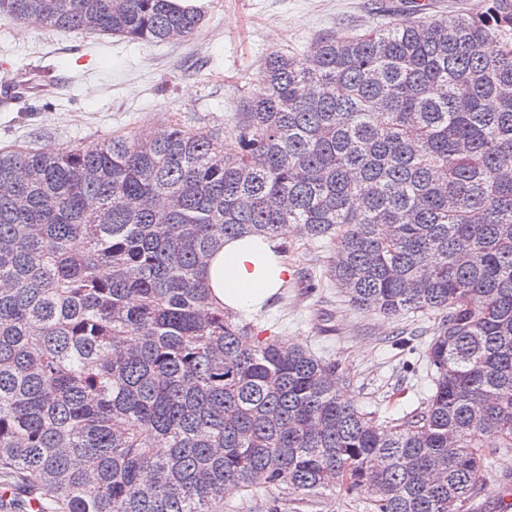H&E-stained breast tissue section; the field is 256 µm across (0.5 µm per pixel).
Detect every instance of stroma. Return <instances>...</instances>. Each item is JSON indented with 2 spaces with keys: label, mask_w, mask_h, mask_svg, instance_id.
<instances>
[{
  "label": "stroma",
  "mask_w": 512,
  "mask_h": 512,
  "mask_svg": "<svg viewBox=\"0 0 512 512\" xmlns=\"http://www.w3.org/2000/svg\"><path fill=\"white\" fill-rule=\"evenodd\" d=\"M478 0H207L193 36L168 43L129 41L97 33L23 25L0 15V76L22 71L49 89L13 104L0 102V148L14 144L54 151L92 144L129 130L145 132L179 120L193 128L229 124L256 89L266 55L305 53L319 38L346 37L372 25L407 18L414 8L448 16ZM288 287L248 313L267 334L307 346L347 373V399L385 424L420 405L432 382L417 353L397 349V335L422 345L437 320L431 314L391 317L352 307L326 283L329 243L290 237ZM315 289H308V282ZM408 391L390 397L394 385ZM512 481V452L496 456L473 512H493L499 487ZM281 512H365L363 499L327 490L309 503L288 499Z\"/></svg>",
  "instance_id": "1"
}]
</instances>
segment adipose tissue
Here are the masks:
<instances>
[{
	"instance_id": "1",
	"label": "adipose tissue",
	"mask_w": 512,
	"mask_h": 512,
	"mask_svg": "<svg viewBox=\"0 0 512 512\" xmlns=\"http://www.w3.org/2000/svg\"><path fill=\"white\" fill-rule=\"evenodd\" d=\"M291 275L276 241L254 236L225 241L207 269L206 281L225 307L252 311L273 299Z\"/></svg>"
}]
</instances>
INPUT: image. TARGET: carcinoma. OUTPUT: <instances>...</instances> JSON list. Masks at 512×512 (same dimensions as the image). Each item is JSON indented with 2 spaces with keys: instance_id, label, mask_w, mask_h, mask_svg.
I'll use <instances>...</instances> for the list:
<instances>
[{
  "instance_id": "carcinoma-1",
  "label": "carcinoma",
  "mask_w": 512,
  "mask_h": 512,
  "mask_svg": "<svg viewBox=\"0 0 512 512\" xmlns=\"http://www.w3.org/2000/svg\"><path fill=\"white\" fill-rule=\"evenodd\" d=\"M14 20L185 39L189 0H0ZM332 240L359 310L430 312L433 388L384 428L343 370L213 301L226 238ZM512 448V0L271 52L233 128L0 150V512H472ZM364 499L346 498L338 489L326 490L308 504L298 503L294 497L283 501L281 512H365ZM266 496L263 492L250 494L244 497H234L226 512H267Z\"/></svg>"
}]
</instances>
